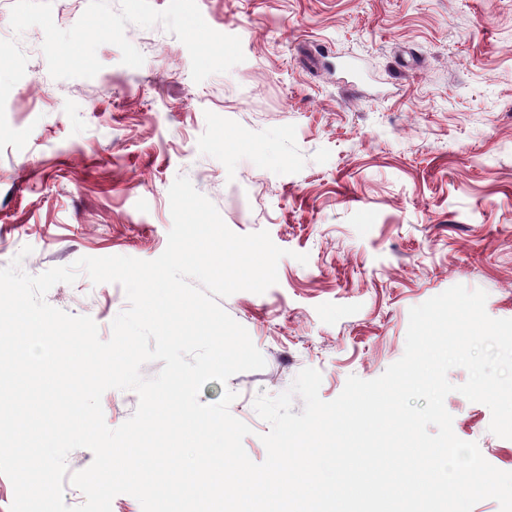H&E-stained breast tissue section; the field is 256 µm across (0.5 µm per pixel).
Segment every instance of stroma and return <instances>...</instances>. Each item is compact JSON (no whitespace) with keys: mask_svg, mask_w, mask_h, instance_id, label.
<instances>
[{"mask_svg":"<svg viewBox=\"0 0 512 512\" xmlns=\"http://www.w3.org/2000/svg\"><path fill=\"white\" fill-rule=\"evenodd\" d=\"M0 0V268L36 276L82 257H159L169 188L187 177L230 230L285 249L266 292L221 299L266 366L236 392L249 458L269 430L253 401L304 368L334 400L349 376H381L404 354L409 311L461 284L512 319V0H197L245 56L202 82L162 25H128L145 61L101 45L93 78L53 79L44 32L15 33ZM307 263H299L297 254ZM46 301L91 317L99 337L128 307L87 274ZM453 430L512 472V439L453 392Z\"/></svg>","mask_w":512,"mask_h":512,"instance_id":"obj_1","label":"stroma"}]
</instances>
